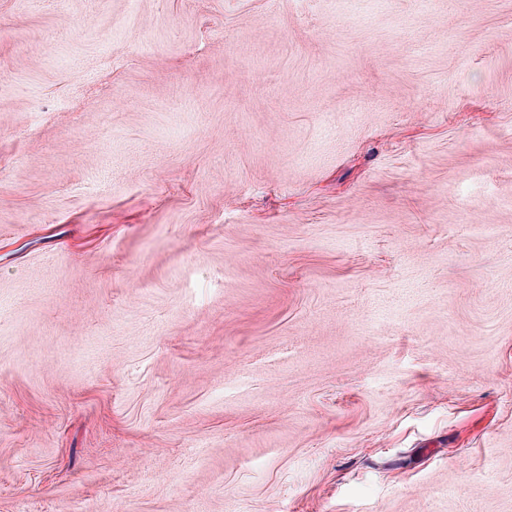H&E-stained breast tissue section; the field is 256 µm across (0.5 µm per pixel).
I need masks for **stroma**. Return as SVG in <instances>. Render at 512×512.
<instances>
[{"label":"stroma","mask_w":512,"mask_h":512,"mask_svg":"<svg viewBox=\"0 0 512 512\" xmlns=\"http://www.w3.org/2000/svg\"><path fill=\"white\" fill-rule=\"evenodd\" d=\"M0 512H512V0H0Z\"/></svg>","instance_id":"1"}]
</instances>
